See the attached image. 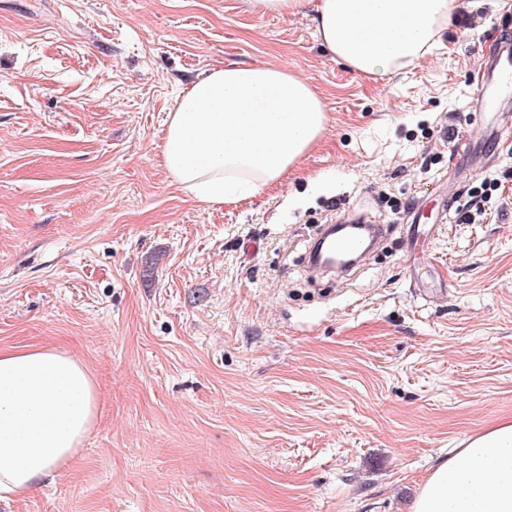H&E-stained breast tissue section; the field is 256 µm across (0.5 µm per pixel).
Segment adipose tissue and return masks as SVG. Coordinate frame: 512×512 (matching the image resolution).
I'll list each match as a JSON object with an SVG mask.
<instances>
[{
    "label": "adipose tissue",
    "instance_id": "adipose-tissue-1",
    "mask_svg": "<svg viewBox=\"0 0 512 512\" xmlns=\"http://www.w3.org/2000/svg\"><path fill=\"white\" fill-rule=\"evenodd\" d=\"M280 15L312 13L333 59L358 75L408 68L440 45L459 0H250ZM328 109L288 69L229 63L189 83L167 118L163 162L179 188L208 205L235 204L295 169ZM97 418L95 379L51 347L0 349V500L55 480ZM411 512H512V422L463 441L439 460Z\"/></svg>",
    "mask_w": 512,
    "mask_h": 512
}]
</instances>
